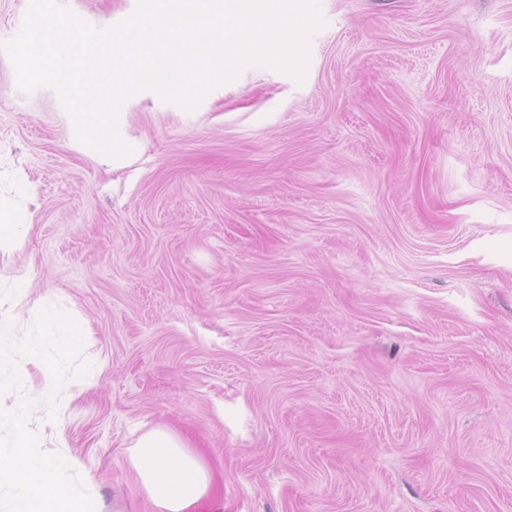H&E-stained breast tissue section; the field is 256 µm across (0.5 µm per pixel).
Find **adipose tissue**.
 I'll return each instance as SVG.
<instances>
[{
    "label": "adipose tissue",
    "mask_w": 512,
    "mask_h": 512,
    "mask_svg": "<svg viewBox=\"0 0 512 512\" xmlns=\"http://www.w3.org/2000/svg\"><path fill=\"white\" fill-rule=\"evenodd\" d=\"M30 294L28 269L16 268L7 300L16 314L36 315L38 336L29 338L15 331L13 322H0V366L11 365L20 377L33 371L40 375V393L53 403L45 423L54 429L60 450L66 445L60 419L68 401L60 394L56 368L44 359L43 348H77L92 331L68 310L31 301ZM30 423L27 408L13 407L6 419L9 437L0 442V489L10 494L8 512H102L98 494L75 460L59 451H42ZM130 462L154 512H222L224 505L212 490L206 461L175 431L157 427L140 435L131 445Z\"/></svg>",
    "instance_id": "adipose-tissue-1"
}]
</instances>
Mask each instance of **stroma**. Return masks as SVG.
I'll use <instances>...</instances> for the list:
<instances>
[{
    "mask_svg": "<svg viewBox=\"0 0 512 512\" xmlns=\"http://www.w3.org/2000/svg\"><path fill=\"white\" fill-rule=\"evenodd\" d=\"M320 9L303 80L139 90L122 157L0 56V211L33 222L0 280L92 330L45 354L103 512H152L127 447L161 426L224 512H512V0Z\"/></svg>",
    "mask_w": 512,
    "mask_h": 512,
    "instance_id": "1",
    "label": "stroma"
}]
</instances>
